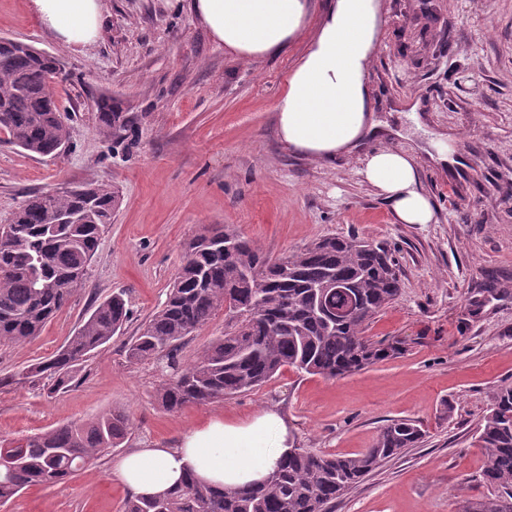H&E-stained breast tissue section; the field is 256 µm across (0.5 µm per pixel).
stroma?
I'll use <instances>...</instances> for the list:
<instances>
[{
	"instance_id": "1",
	"label": "stroma",
	"mask_w": 512,
	"mask_h": 512,
	"mask_svg": "<svg viewBox=\"0 0 512 512\" xmlns=\"http://www.w3.org/2000/svg\"><path fill=\"white\" fill-rule=\"evenodd\" d=\"M0 37L61 59L56 89L70 143L57 158L29 154L0 132V224L28 195L93 181L120 202L92 260L86 288L22 345H0V438L18 440L123 409V443L73 479L32 486L0 512H122L130 492L116 463L138 448L175 443L222 416L275 409L297 447L351 455L394 419L426 436L382 464L334 512H462L486 494L476 432L497 388L512 385V0H386L371 79L378 112L407 150L455 135L453 170L420 156L432 224H399L361 180L363 156L326 164L288 153L276 100L305 43L246 61L225 53L189 0H103L98 36L76 53L48 34L29 0H0ZM121 100L129 128L102 136L94 102ZM420 101L422 125L399 112ZM214 224L256 240L276 258L326 235H355L391 250L399 298L370 325L402 352L346 377L284 369L260 390L177 412L155 393L170 371L129 362L126 345L166 299L185 244ZM125 291L130 318L55 394L27 378L77 330L94 301ZM10 385H2V378Z\"/></svg>"
}]
</instances>
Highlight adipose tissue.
<instances>
[{"mask_svg": "<svg viewBox=\"0 0 512 512\" xmlns=\"http://www.w3.org/2000/svg\"><path fill=\"white\" fill-rule=\"evenodd\" d=\"M30 7L44 30L72 51L97 36L102 0H30ZM191 9L225 52L244 60L276 55L306 37L275 105L279 141L288 152L332 161L379 133L369 72L383 34L382 0H324L318 13L313 0H191ZM359 174L397 223L434 222L412 153L378 148ZM293 446L287 418L266 409L244 420L210 419L170 447L136 449L117 471L135 496L164 493L189 475L231 490L261 481Z\"/></svg>", "mask_w": 512, "mask_h": 512, "instance_id": "obj_1", "label": "adipose tissue"}]
</instances>
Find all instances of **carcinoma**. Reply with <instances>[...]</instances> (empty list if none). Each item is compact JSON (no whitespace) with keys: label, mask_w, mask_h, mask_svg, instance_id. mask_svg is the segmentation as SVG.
<instances>
[{"label":"carcinoma","mask_w":512,"mask_h":512,"mask_svg":"<svg viewBox=\"0 0 512 512\" xmlns=\"http://www.w3.org/2000/svg\"><path fill=\"white\" fill-rule=\"evenodd\" d=\"M66 79L64 64L24 42L0 38V130L13 145L57 157L70 140L53 93ZM101 134L128 125L110 95L95 101ZM119 202L111 187L83 182L29 195L0 225V343L22 346L40 335L73 295L86 287L90 263ZM395 260L384 247L354 237L323 236L272 259L258 243L224 225L193 239L165 302L127 346L131 361L155 359L208 325L219 312L228 322L196 360L179 367L156 399L177 411L253 392L283 369L327 378L350 375L402 351L399 342L365 336L375 316L399 296ZM129 319L126 300L114 293L99 302L65 344L29 372L66 389L80 366L106 346ZM129 431L118 408L87 421L42 430L11 441L0 471V505L32 485L63 483L112 448ZM422 430L392 420L370 448L347 456L295 448L266 480L238 490L188 476L154 496H130L123 512H331V505L383 463L412 448ZM482 481L489 494L468 500L473 512H512V386L498 388L479 429Z\"/></svg>","instance_id":"cac0c4a2"}]
</instances>
